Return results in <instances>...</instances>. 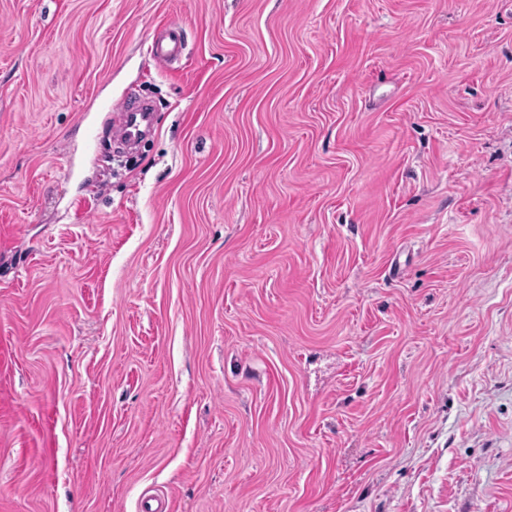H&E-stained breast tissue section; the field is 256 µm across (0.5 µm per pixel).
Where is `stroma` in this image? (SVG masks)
Segmentation results:
<instances>
[{
    "mask_svg": "<svg viewBox=\"0 0 512 512\" xmlns=\"http://www.w3.org/2000/svg\"><path fill=\"white\" fill-rule=\"evenodd\" d=\"M145 497L512 512V0H0V512ZM185 51V33L179 23L166 22L155 28L148 52L157 64L171 70L179 68L186 57ZM103 107L109 112H120L115 124L119 130L118 136L123 142H131L146 134L149 127L144 120L151 110L149 102H142L136 106L130 107L124 101L117 100L103 104Z\"/></svg>",
    "mask_w": 512,
    "mask_h": 512,
    "instance_id": "35a3bbf8",
    "label": "stroma"
}]
</instances>
